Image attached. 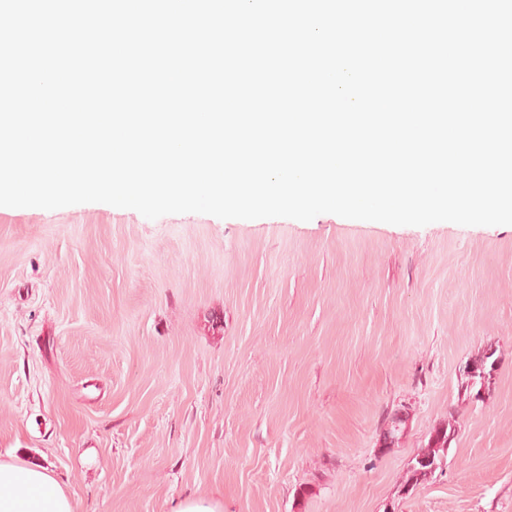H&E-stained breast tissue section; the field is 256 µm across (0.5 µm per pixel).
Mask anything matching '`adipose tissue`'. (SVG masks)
Returning <instances> with one entry per match:
<instances>
[{"label": "adipose tissue", "mask_w": 512, "mask_h": 512, "mask_svg": "<svg viewBox=\"0 0 512 512\" xmlns=\"http://www.w3.org/2000/svg\"><path fill=\"white\" fill-rule=\"evenodd\" d=\"M0 512H75V506L46 468L0 460Z\"/></svg>", "instance_id": "ef3b65f1"}]
</instances>
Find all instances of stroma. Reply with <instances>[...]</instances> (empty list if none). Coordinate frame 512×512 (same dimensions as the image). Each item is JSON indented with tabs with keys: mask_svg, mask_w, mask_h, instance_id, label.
<instances>
[{
	"mask_svg": "<svg viewBox=\"0 0 512 512\" xmlns=\"http://www.w3.org/2000/svg\"><path fill=\"white\" fill-rule=\"evenodd\" d=\"M0 458L77 512H512V225L2 209ZM496 353L497 349L490 345L467 363L472 374L464 376L461 381V390L464 391L467 397H471L475 390L478 394L482 387L487 390L488 394L490 393L494 379L495 362L498 359L495 356ZM468 367L467 365L464 366V373L468 370ZM455 421H448L446 427L439 428L429 439L427 448H424L417 454L408 470L404 481V492L413 490L415 487L425 482L434 472L430 470L433 462L443 463L447 448L450 447L455 435ZM423 461L428 463L423 464ZM224 502L204 497H191L178 504L173 512H223Z\"/></svg>",
	"mask_w": 512,
	"mask_h": 512,
	"instance_id": "stroma-1",
	"label": "stroma"
}]
</instances>
